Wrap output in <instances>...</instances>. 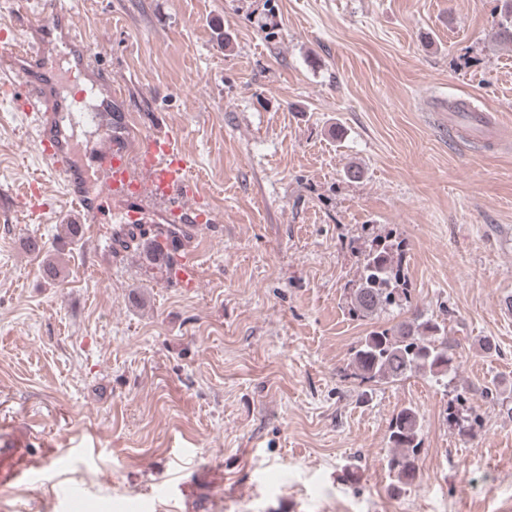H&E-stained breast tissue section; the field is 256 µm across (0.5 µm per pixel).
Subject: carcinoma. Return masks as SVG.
Segmentation results:
<instances>
[{
    "instance_id": "obj_1",
    "label": "carcinoma",
    "mask_w": 512,
    "mask_h": 512,
    "mask_svg": "<svg viewBox=\"0 0 512 512\" xmlns=\"http://www.w3.org/2000/svg\"><path fill=\"white\" fill-rule=\"evenodd\" d=\"M498 2L495 37L501 45L512 47V0ZM135 251L149 266L168 271L169 258L162 243L145 240ZM409 295L401 246L371 248L364 253L358 285L350 295L349 313L362 320L371 318L402 308ZM349 367L354 378L375 385L421 375L446 388L448 377L456 372L445 322L422 314L370 331L351 350ZM388 440L394 451L387 456L386 467L397 483L407 485L416 476L422 445L421 416L416 408L404 407L393 416Z\"/></svg>"
}]
</instances>
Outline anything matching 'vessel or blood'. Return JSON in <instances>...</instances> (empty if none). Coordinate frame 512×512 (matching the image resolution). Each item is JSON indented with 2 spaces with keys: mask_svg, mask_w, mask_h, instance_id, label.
Returning <instances> with one entry per match:
<instances>
[{
  "mask_svg": "<svg viewBox=\"0 0 512 512\" xmlns=\"http://www.w3.org/2000/svg\"><path fill=\"white\" fill-rule=\"evenodd\" d=\"M68 34L60 45L50 43L55 23ZM22 49L0 51V83L19 78L26 90L24 109L35 115V146L50 172L61 179L72 200L77 224L96 223L102 202L113 200L122 217L112 228V258L122 259L142 235L166 242L173 278L194 281L196 243L201 226L188 203L197 195L190 162L176 134L147 139L140 147L148 167L145 179L132 175V151L124 131L111 130L106 115L84 105L85 97L106 94L112 80L102 70L78 33L73 15L62 0H49L44 13L23 28ZM85 80L82 97L62 93L63 80ZM93 153L94 171L75 158L77 147Z\"/></svg>",
  "mask_w": 512,
  "mask_h": 512,
  "instance_id": "b4317fda",
  "label": "vessel or blood"
}]
</instances>
